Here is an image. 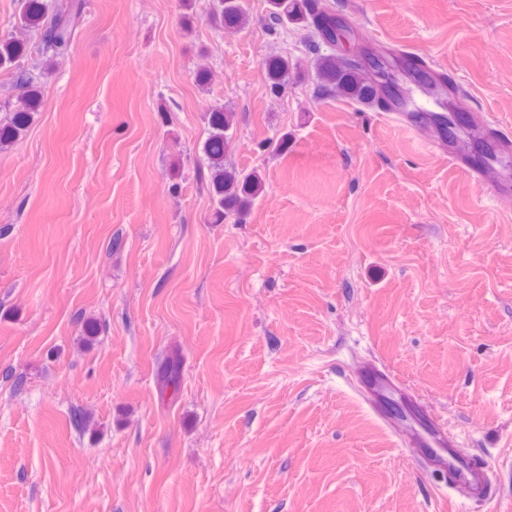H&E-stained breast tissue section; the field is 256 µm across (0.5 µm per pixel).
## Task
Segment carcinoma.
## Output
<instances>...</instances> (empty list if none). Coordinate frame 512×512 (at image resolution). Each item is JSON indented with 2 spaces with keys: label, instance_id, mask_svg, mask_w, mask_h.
Returning a JSON list of instances; mask_svg holds the SVG:
<instances>
[{
  "label": "carcinoma",
  "instance_id": "1",
  "mask_svg": "<svg viewBox=\"0 0 512 512\" xmlns=\"http://www.w3.org/2000/svg\"><path fill=\"white\" fill-rule=\"evenodd\" d=\"M84 0H21L16 23L20 33L33 32L40 36L41 54L53 60L65 56L73 42L74 21L83 9ZM269 18L281 27L301 25L311 33H319L329 43L336 44V25L328 14L311 7L309 0H268ZM212 19L225 29H240L250 22L245 0H213ZM26 51V42L12 34L0 36V72L11 76V85L25 91L20 104L0 118V150L13 147L27 134L37 114L39 97L34 71L19 66ZM315 70L322 91L330 96L349 97L367 105L386 107L385 99L372 84L371 78L358 61L332 52L317 55ZM265 78L270 89L279 91L288 84L295 63L286 55L265 59ZM207 138L202 152L207 170V190L213 210V222L247 215L264 191L260 172L239 170L226 163L230 148L235 114L214 103L206 112ZM425 129L434 138L448 140L447 127L432 114H427ZM180 362L172 357L164 364L161 393L170 387L178 388Z\"/></svg>",
  "mask_w": 512,
  "mask_h": 512
}]
</instances>
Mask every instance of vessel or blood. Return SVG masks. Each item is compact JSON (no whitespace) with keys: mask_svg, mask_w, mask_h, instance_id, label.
Instances as JSON below:
<instances>
[{"mask_svg":"<svg viewBox=\"0 0 512 512\" xmlns=\"http://www.w3.org/2000/svg\"><path fill=\"white\" fill-rule=\"evenodd\" d=\"M359 378L361 387L374 402L400 384L394 373L371 363L361 366ZM408 409L416 420L410 444L421 465L449 475L452 485L465 500L486 501L490 489L489 462L463 453L458 438L432 416L424 414L417 401H410Z\"/></svg>","mask_w":512,"mask_h":512,"instance_id":"1","label":"vessel or blood"}]
</instances>
